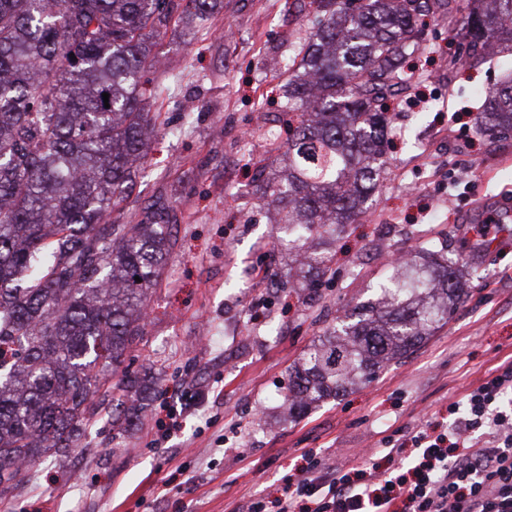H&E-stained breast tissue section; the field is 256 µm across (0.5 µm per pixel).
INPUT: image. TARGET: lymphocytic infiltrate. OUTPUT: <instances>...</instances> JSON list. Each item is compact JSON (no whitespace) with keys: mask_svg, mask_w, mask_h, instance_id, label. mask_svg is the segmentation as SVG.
<instances>
[{"mask_svg":"<svg viewBox=\"0 0 512 512\" xmlns=\"http://www.w3.org/2000/svg\"><path fill=\"white\" fill-rule=\"evenodd\" d=\"M448 412L447 432L425 422L407 443L371 449L398 463L396 474L375 465L334 470L322 449H303L275 512H512V362Z\"/></svg>","mask_w":512,"mask_h":512,"instance_id":"obj_1","label":"lymphocytic infiltrate"}]
</instances>
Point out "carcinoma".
Returning a JSON list of instances; mask_svg holds the SVG:
<instances>
[{"label":"carcinoma","instance_id":"1","mask_svg":"<svg viewBox=\"0 0 512 512\" xmlns=\"http://www.w3.org/2000/svg\"><path fill=\"white\" fill-rule=\"evenodd\" d=\"M223 0H0V487L71 447L89 409L127 381L109 383L143 335L146 299L172 244L164 209L111 224L145 170L156 118L142 72L152 39L184 14L206 21ZM307 23L288 58V139L271 145L284 176L263 178L259 199L283 204L281 223L304 242L334 239L355 222L385 168L390 104L414 74L424 18L448 19L476 64L512 51V0H301ZM109 94L103 100L102 94ZM481 134L512 132V79L484 101ZM462 256L408 263L326 333L289 377L302 410L367 380L448 322L468 295ZM333 258L303 248L312 283Z\"/></svg>","mask_w":512,"mask_h":512}]
</instances>
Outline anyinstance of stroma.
I'll return each mask as SVG.
<instances>
[{
	"label": "stroma",
	"instance_id": "1",
	"mask_svg": "<svg viewBox=\"0 0 512 512\" xmlns=\"http://www.w3.org/2000/svg\"><path fill=\"white\" fill-rule=\"evenodd\" d=\"M301 24L294 0H224L209 20L157 38L161 134L112 214L136 224L164 206L173 242L143 334L117 368L143 410L120 425L111 403L98 407L77 448L37 463L30 481L0 494V512H233L280 486L303 449L349 464L423 419L448 424L449 405L512 359V223L489 247L471 245L474 225L512 209V134L476 130L512 55L470 66L447 22L431 23L421 81L394 109L385 180L313 292L288 275L294 252L279 243L276 210L246 190L250 171L280 166L264 131L282 118L280 63ZM447 242L475 270L447 325L371 382L289 416V374L337 315L372 298L391 259ZM188 380L203 396L184 416Z\"/></svg>",
	"mask_w": 512,
	"mask_h": 512
}]
</instances>
